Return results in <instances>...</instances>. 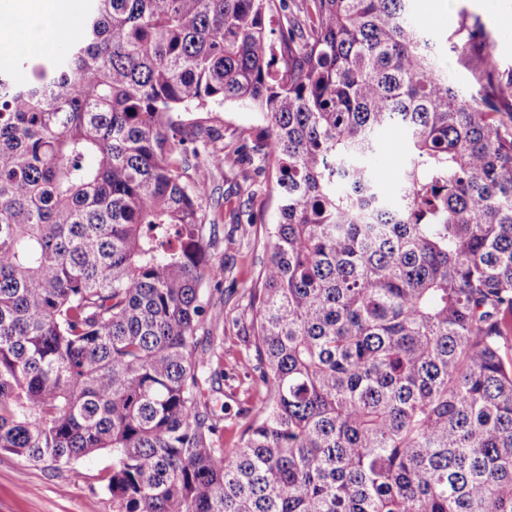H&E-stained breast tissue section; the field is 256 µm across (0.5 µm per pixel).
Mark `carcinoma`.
Instances as JSON below:
<instances>
[{"mask_svg":"<svg viewBox=\"0 0 512 512\" xmlns=\"http://www.w3.org/2000/svg\"><path fill=\"white\" fill-rule=\"evenodd\" d=\"M300 2L274 37L286 0H90L0 74V450L111 452L116 512H512V68L461 21L464 94L414 0ZM225 102L264 122L226 154L179 119ZM395 124L391 203L367 160ZM254 154L280 208L226 448L188 171ZM68 37L55 38L52 46L46 49H40L37 47H27L28 53L22 54L16 52L13 59L6 62H2L0 59V72L6 71L12 75L14 80L18 83H23L31 79V64L46 55H52L57 51L62 44V41Z\"/></svg>","mask_w":512,"mask_h":512,"instance_id":"1","label":"carcinoma"}]
</instances>
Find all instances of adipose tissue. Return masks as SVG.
I'll return each instance as SVG.
<instances>
[{"label": "adipose tissue", "instance_id": "ef3b65f1", "mask_svg": "<svg viewBox=\"0 0 512 512\" xmlns=\"http://www.w3.org/2000/svg\"><path fill=\"white\" fill-rule=\"evenodd\" d=\"M37 15L54 17L60 33H70L74 28L69 0H0V46L12 52L25 41L45 44L44 36L21 32L22 21Z\"/></svg>", "mask_w": 512, "mask_h": 512}]
</instances>
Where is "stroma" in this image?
Instances as JSON below:
<instances>
[{
	"label": "stroma",
	"mask_w": 512,
	"mask_h": 512,
	"mask_svg": "<svg viewBox=\"0 0 512 512\" xmlns=\"http://www.w3.org/2000/svg\"><path fill=\"white\" fill-rule=\"evenodd\" d=\"M476 17L495 41L503 66L512 67V0H428L421 26L436 55L462 89H478L473 53L454 47L452 33L462 17ZM181 120L216 129L215 148L233 150L244 139L255 138L263 123L254 109L231 103L213 106L208 112H184ZM408 154V135L393 125L378 137L371 161L381 192L397 196L401 164ZM193 180L207 183L209 194L201 202L206 220L215 222L208 258L223 268L221 283L204 282L200 300L209 317L198 334L211 340L210 371L224 376V399L228 417L224 421V445L232 447L239 432L235 414L250 406L254 392L244 375L255 353L253 311L248 289L266 259L264 227L273 223L278 197L267 173L258 162L226 164L222 169L206 165L191 173ZM112 468V456L102 451L57 468L43 462L0 453V512H114L104 489V478Z\"/></svg>",
	"instance_id": "1"
}]
</instances>
